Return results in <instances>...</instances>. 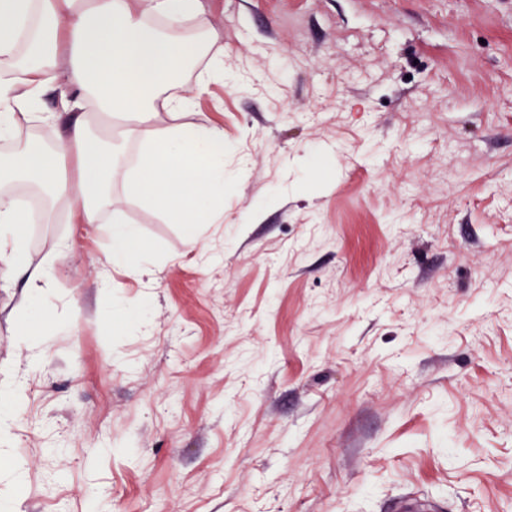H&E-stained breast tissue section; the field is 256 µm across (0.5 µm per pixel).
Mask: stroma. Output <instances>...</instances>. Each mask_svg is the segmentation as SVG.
<instances>
[{
	"label": "stroma",
	"instance_id": "stroma-1",
	"mask_svg": "<svg viewBox=\"0 0 512 512\" xmlns=\"http://www.w3.org/2000/svg\"><path fill=\"white\" fill-rule=\"evenodd\" d=\"M224 221L112 186L0 287L11 512H512V0H203ZM20 470V480L10 474ZM142 246L136 229L128 224L112 226V262H128L131 251ZM19 399L18 390L14 387L2 385L0 388L1 415L0 428L1 434L7 429L11 418L15 413V406Z\"/></svg>",
	"mask_w": 512,
	"mask_h": 512
}]
</instances>
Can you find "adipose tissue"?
Here are the masks:
<instances>
[{
	"instance_id": "1",
	"label": "adipose tissue",
	"mask_w": 512,
	"mask_h": 512,
	"mask_svg": "<svg viewBox=\"0 0 512 512\" xmlns=\"http://www.w3.org/2000/svg\"><path fill=\"white\" fill-rule=\"evenodd\" d=\"M201 0H0V282L48 287L47 267H31L25 217L15 185L43 192L41 221L55 223L68 206L75 224H99L121 182L183 224L224 219V137L206 126L158 125L160 113L194 108L208 81L182 77L207 57L212 33ZM54 95L60 109L45 111ZM115 112L134 118L119 136L136 145L131 162H116L93 129ZM50 124L52 142L20 136L21 123ZM72 155L74 177L58 163Z\"/></svg>"
}]
</instances>
